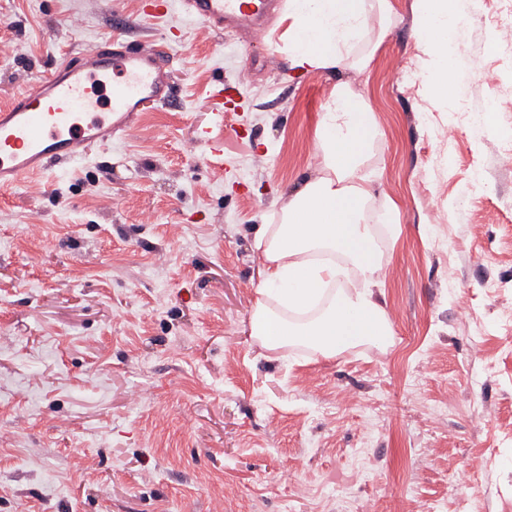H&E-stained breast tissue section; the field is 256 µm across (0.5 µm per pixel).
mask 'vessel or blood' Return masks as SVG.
<instances>
[{
  "label": "vessel or blood",
  "mask_w": 512,
  "mask_h": 512,
  "mask_svg": "<svg viewBox=\"0 0 512 512\" xmlns=\"http://www.w3.org/2000/svg\"><path fill=\"white\" fill-rule=\"evenodd\" d=\"M205 27L246 37L267 35L282 0H184ZM171 61L154 45L130 47L120 36L102 40L43 77L0 109V188L13 187L52 162L70 163L96 147L124 139L146 105L171 101ZM233 89L216 82L208 108L223 122ZM208 159H220L224 141L212 128L195 139Z\"/></svg>",
  "instance_id": "b4317fda"
}]
</instances>
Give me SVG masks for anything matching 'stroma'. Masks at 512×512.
<instances>
[{
  "instance_id": "35a3bbf8",
  "label": "stroma",
  "mask_w": 512,
  "mask_h": 512,
  "mask_svg": "<svg viewBox=\"0 0 512 512\" xmlns=\"http://www.w3.org/2000/svg\"><path fill=\"white\" fill-rule=\"evenodd\" d=\"M392 2L354 79L379 129L364 167L395 336L326 358L252 338L253 242L310 174L338 73L293 68L281 21L252 44L181 0L159 21L142 0H0V108L117 29L166 40L177 100L0 189V512H512L508 4L468 6L435 101L386 78L429 58L415 0ZM218 79L244 102L219 126ZM209 125L216 163L189 147Z\"/></svg>"
}]
</instances>
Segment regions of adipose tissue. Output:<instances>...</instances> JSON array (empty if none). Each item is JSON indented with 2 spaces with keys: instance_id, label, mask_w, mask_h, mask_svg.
Listing matches in <instances>:
<instances>
[{
  "instance_id": "adipose-tissue-1",
  "label": "adipose tissue",
  "mask_w": 512,
  "mask_h": 512,
  "mask_svg": "<svg viewBox=\"0 0 512 512\" xmlns=\"http://www.w3.org/2000/svg\"><path fill=\"white\" fill-rule=\"evenodd\" d=\"M463 8V0H417V36L433 56L423 80L437 98L452 82ZM392 17L391 0H290L289 58L305 72L361 71L367 61L353 59L354 43L374 25L387 36ZM374 136L363 96L337 82L320 113L317 176L295 185L281 222L264 225L254 242L263 282L251 335L268 351L303 344L333 357L393 334L373 292L382 263L367 216L373 182L362 166Z\"/></svg>"
}]
</instances>
